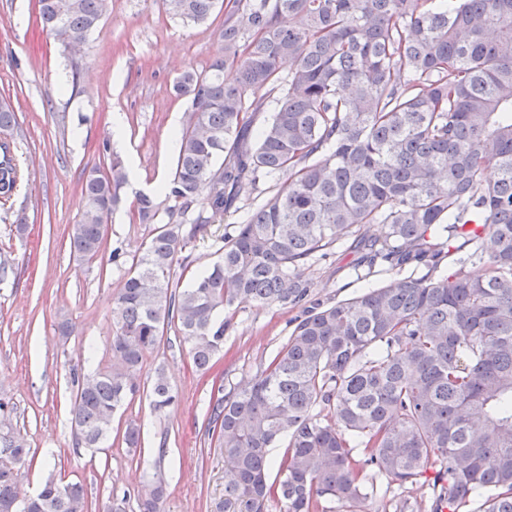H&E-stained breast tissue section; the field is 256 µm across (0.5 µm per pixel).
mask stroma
Returning <instances> with one entry per match:
<instances>
[{
    "instance_id": "stroma-1",
    "label": "stroma",
    "mask_w": 512,
    "mask_h": 512,
    "mask_svg": "<svg viewBox=\"0 0 512 512\" xmlns=\"http://www.w3.org/2000/svg\"><path fill=\"white\" fill-rule=\"evenodd\" d=\"M223 14L202 24L171 18L163 0H109L98 28L76 51L64 50L44 30L38 0H0V98H9L16 126L0 141L14 151L21 181L0 204V257L13 272L0 282V398L16 409L14 428L30 449L22 478L34 493L48 475L82 481L91 512L111 505L139 512L155 470L167 494L159 512H224V451L205 436L206 410L218 388L250 379L288 340L297 312L249 306L231 319L224 349L205 374L195 370L189 346L165 332L137 374L140 387L118 412L97 452L76 447L70 409L75 375L107 365L112 306L129 266L158 225L131 212L138 193L168 183L177 161L169 145L173 127H185L188 104L173 84L183 71L203 72L224 55ZM125 122V147H117L112 116ZM135 165L122 201L110 216L104 254L89 263L70 249L69 234L84 207L82 182L92 167L108 169L113 157ZM246 216L228 212L191 243L195 261L187 287L223 253L222 236ZM25 224L16 232V224ZM353 254L339 247L314 261L306 276L314 298L338 301L381 286L379 271L357 278ZM68 324L69 335L59 327ZM163 368L177 395L153 411L147 391ZM142 425L141 446L127 451V421Z\"/></svg>"
}]
</instances>
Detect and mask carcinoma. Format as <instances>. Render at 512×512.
Returning a JSON list of instances; mask_svg holds the SVG:
<instances>
[{
	"label": "carcinoma",
	"mask_w": 512,
	"mask_h": 512,
	"mask_svg": "<svg viewBox=\"0 0 512 512\" xmlns=\"http://www.w3.org/2000/svg\"><path fill=\"white\" fill-rule=\"evenodd\" d=\"M42 26L69 48L108 0H39ZM186 23L224 10V58L180 75L190 105L175 172L137 201L160 226L133 258L112 307V362L77 380L76 445L96 448L136 394L164 329L208 371L224 311L300 308L287 343L250 380L212 401L205 434L224 450V512H362L377 477L423 481L430 512H512V0H166ZM288 73H283V65ZM264 96H258L259 92ZM274 112L247 134L265 101ZM16 124L0 101V130ZM280 176L223 256L188 288L187 245L241 197ZM20 171L0 144V201ZM126 181L91 169L70 245L92 262ZM380 224V237L367 235ZM344 245L354 271L395 272L341 301L312 300L306 269ZM465 259L441 271L449 252ZM156 411L176 394L162 372ZM0 399V512H89L79 481L50 476L17 498L30 449ZM288 444L269 479V450ZM126 448L141 447L133 421ZM157 476L140 512H159ZM381 512H422L400 496Z\"/></svg>",
	"instance_id": "1"
}]
</instances>
